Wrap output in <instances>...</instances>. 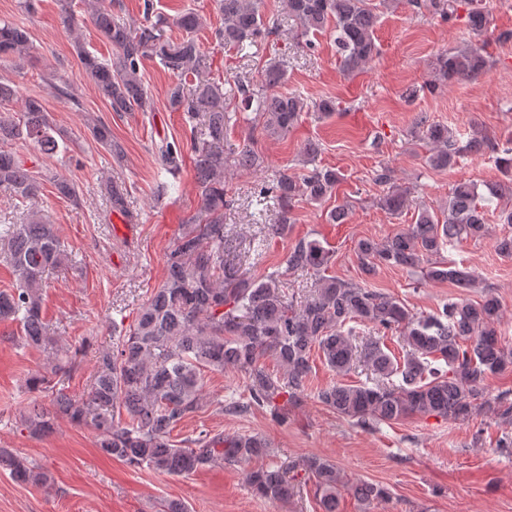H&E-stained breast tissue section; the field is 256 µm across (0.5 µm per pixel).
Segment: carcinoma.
Wrapping results in <instances>:
<instances>
[{
    "mask_svg": "<svg viewBox=\"0 0 512 512\" xmlns=\"http://www.w3.org/2000/svg\"><path fill=\"white\" fill-rule=\"evenodd\" d=\"M80 2L115 49V55L103 57L76 44L82 75L95 83L112 111H154L141 75L144 61L152 60L175 77L167 92L169 108L183 112L191 126L196 116H203L193 154L199 210L170 251L164 280L138 308L133 323L120 330L112 326L118 336L111 347L97 353L89 396L82 402L73 399L65 386L76 361L68 351L56 348L57 340L48 335L42 320L48 275L70 261L64 242L55 225L37 211L23 224L0 225V260L14 278L12 287L0 290V320L19 325L22 344L55 351L50 373L30 381L32 390L51 394L52 404L50 411L33 407L22 416L31 435L49 433L62 417L73 425L92 426L99 451L133 468L188 476L224 462L245 466L267 455L265 439L201 431L179 445L172 437L174 429L202 407L203 372L233 370L245 378L248 402L233 403L228 410L267 408L278 418L280 398L286 396L292 404L299 401L315 352L340 377L361 365L370 371L371 377L364 382H339L318 393L323 405L364 429L413 415L464 422L490 413L512 422V391L489 398L481 387L486 377L512 368V349L496 328L502 317L500 301L491 290L476 302H450L439 316H419L394 296L328 274L335 250L307 238L293 245L287 258L289 270L314 276L311 291L303 298L288 292L277 272L257 279L242 270L224 225V141L229 127L237 122V113L224 111V84L208 77L207 57L193 37L201 18L193 11L172 19L147 15L144 24L132 29L112 16L104 0ZM214 2L223 20L215 31L217 43L240 50L253 45L265 26L261 0ZM287 5L302 34L332 31L336 54L346 71H357L377 56L375 30L380 12L371 0H287ZM429 6L450 20L456 16L458 0H429ZM491 23L483 0H470L465 24L478 40L442 53L436 60L438 79L474 78L489 66L479 37ZM173 26L184 32L181 38L166 34ZM27 49V29L16 19L1 18L0 57ZM236 92L243 111L254 113L270 135L287 133L309 110L321 115L336 110L330 98L310 108L296 95H258L242 83ZM50 131L48 116L36 98L25 100L21 119L0 113V141L29 140L53 154L59 144ZM93 134L111 153L121 154L112 145L109 125L94 124ZM414 134L430 146L428 163L437 169L452 167L467 154L494 159L507 181L487 187V192L506 202L499 219L512 227V139L500 143L473 137L462 145L448 127L430 124L424 117L416 122ZM158 153L168 172L178 169L180 145L163 141ZM234 164L243 170L256 169L261 166L260 156L245 144L235 153ZM340 181L336 170L315 166L302 174L282 172L262 182L259 195L272 199L279 209V223L267 225L268 234H284L296 204L325 201ZM374 182L383 187L378 199L381 208L399 215L408 207L407 192L395 183L389 167L377 170ZM52 183L60 197L81 204L74 183L57 174ZM40 188L23 160L0 152L1 192L24 201L38 197ZM105 194L112 210L127 211L129 193L124 183H107ZM478 198L476 184L459 181L443 211L424 206L416 223L386 240H359L356 252L362 273L371 275L382 266L402 267L420 272L424 281L476 287L479 276L474 268L449 263L441 254L464 237L485 234V213ZM358 325H368L382 336L362 342L356 336ZM388 334L405 347L403 356L396 357L386 346ZM268 359L278 364L279 371L266 369ZM1 467L23 484L48 480L46 472L25 458L0 449ZM297 469L315 479L321 512H339V492L345 483L336 464L324 458L311 456L298 463L248 470L246 479L259 495L288 500L295 494L290 473ZM350 490L365 502L388 495L386 488L366 482Z\"/></svg>",
    "mask_w": 512,
    "mask_h": 512,
    "instance_id": "1",
    "label": "carcinoma"
}]
</instances>
